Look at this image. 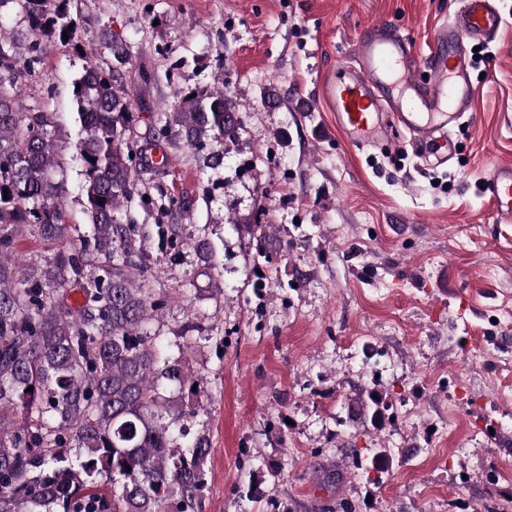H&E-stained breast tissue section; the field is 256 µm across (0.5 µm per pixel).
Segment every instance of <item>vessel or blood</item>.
<instances>
[{
  "mask_svg": "<svg viewBox=\"0 0 512 512\" xmlns=\"http://www.w3.org/2000/svg\"><path fill=\"white\" fill-rule=\"evenodd\" d=\"M501 2L457 0L455 12L434 30L420 66L412 39L399 28L381 22L367 27L355 44L356 66L337 64L320 88L348 140L373 145L401 129L412 136L422 161L453 162L454 128L477 92L472 50L497 41L506 24ZM482 193L494 223L512 224L511 161L495 166Z\"/></svg>",
  "mask_w": 512,
  "mask_h": 512,
  "instance_id": "b4317fda",
  "label": "vessel or blood"
}]
</instances>
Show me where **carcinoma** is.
I'll use <instances>...</instances> for the list:
<instances>
[{
    "label": "carcinoma",
    "mask_w": 512,
    "mask_h": 512,
    "mask_svg": "<svg viewBox=\"0 0 512 512\" xmlns=\"http://www.w3.org/2000/svg\"><path fill=\"white\" fill-rule=\"evenodd\" d=\"M13 10L27 34L22 40L0 32V512H201L209 439L190 435L164 393L167 382L197 383L180 356L203 329L187 323L173 347L150 334L164 300L138 284L146 261L140 228L118 219L136 196L161 226L193 201L154 200L138 181L139 171L165 170L134 136L142 86L132 91L113 67L86 59L69 0H0V14ZM53 47L85 60L73 96L87 236L66 220L64 181L54 177L62 158L53 121L23 104L34 65ZM105 51L121 64L130 56L118 34ZM232 111L218 76L206 89L178 92L157 137L189 144L216 170L224 140L237 134ZM19 226L59 245L51 261L19 270L12 254ZM255 241L257 256L269 258L273 238L262 224ZM194 249L205 269H218L208 238L195 240ZM73 292L82 296L74 305ZM354 411L378 427L387 406L369 395ZM352 464L364 475L378 470L375 455L357 452Z\"/></svg>",
    "instance_id": "cac0c4a2"
}]
</instances>
